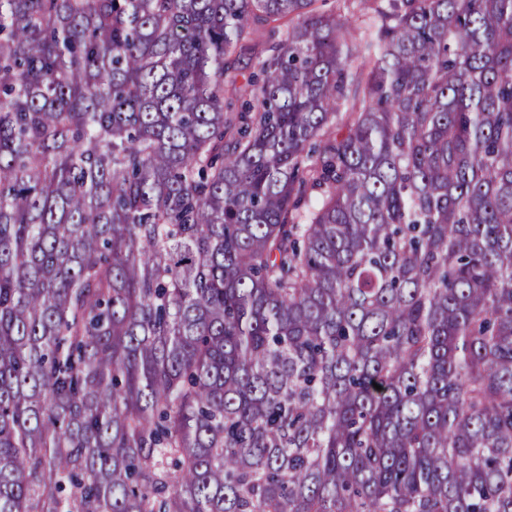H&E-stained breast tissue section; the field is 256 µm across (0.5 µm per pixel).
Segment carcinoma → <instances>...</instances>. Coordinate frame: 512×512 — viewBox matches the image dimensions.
Returning <instances> with one entry per match:
<instances>
[{"label": "carcinoma", "instance_id": "cac0c4a2", "mask_svg": "<svg viewBox=\"0 0 512 512\" xmlns=\"http://www.w3.org/2000/svg\"><path fill=\"white\" fill-rule=\"evenodd\" d=\"M317 2L0 0V512H512V0Z\"/></svg>", "mask_w": 512, "mask_h": 512}]
</instances>
